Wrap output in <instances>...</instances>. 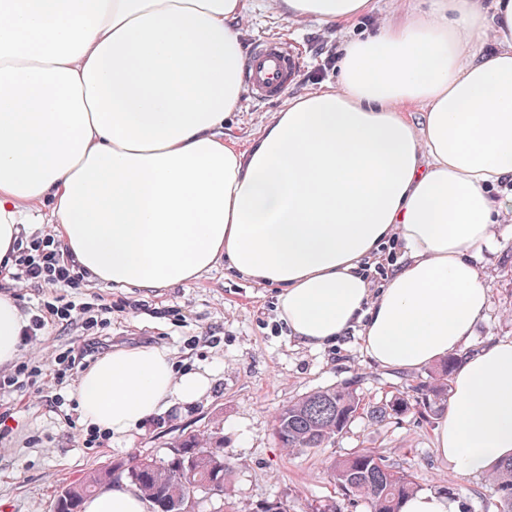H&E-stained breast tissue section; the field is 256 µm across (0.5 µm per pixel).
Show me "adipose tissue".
Segmentation results:
<instances>
[{"label":"adipose tissue","mask_w":512,"mask_h":512,"mask_svg":"<svg viewBox=\"0 0 512 512\" xmlns=\"http://www.w3.org/2000/svg\"><path fill=\"white\" fill-rule=\"evenodd\" d=\"M341 28L376 0H277ZM380 31L341 47L339 81L289 99L241 147L246 0H0V275L42 212L97 283L188 287L216 266L277 289L300 344L357 331L377 366L459 354L436 424L441 457L487 477L512 457V339L466 348L490 306L477 256L512 217V0H390ZM401 259L369 269L389 243ZM30 317L0 292V367ZM213 387L168 350L122 348L76 382L80 420L115 439ZM82 512H150L117 485Z\"/></svg>","instance_id":"ef3b65f1"}]
</instances>
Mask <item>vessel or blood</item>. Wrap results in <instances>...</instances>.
<instances>
[{
	"instance_id": "b4317fda",
	"label": "vessel or blood",
	"mask_w": 512,
	"mask_h": 512,
	"mask_svg": "<svg viewBox=\"0 0 512 512\" xmlns=\"http://www.w3.org/2000/svg\"><path fill=\"white\" fill-rule=\"evenodd\" d=\"M297 69L296 56L285 39L269 38L256 43L250 58L249 85L261 99L276 96Z\"/></svg>"
}]
</instances>
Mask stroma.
I'll return each mask as SVG.
<instances>
[{"instance_id": "35a3bbf8", "label": "stroma", "mask_w": 512, "mask_h": 512, "mask_svg": "<svg viewBox=\"0 0 512 512\" xmlns=\"http://www.w3.org/2000/svg\"><path fill=\"white\" fill-rule=\"evenodd\" d=\"M377 4L374 13L333 30L312 19L286 20L277 0H248L241 22L244 46L272 36L288 38L298 68L275 98L245 94L241 110L224 127L226 136L249 144L288 98L335 84L344 40L376 33L390 20L388 0ZM481 262L489 270L491 304L476 325L471 343L475 349L512 338V236L499 239L495 251L483 252ZM15 297L31 315L58 298L78 304H93L101 297L111 300L106 330L110 347L165 348L174 354L178 368L211 369L215 382L208 398L156 417L130 441L90 434L75 409L74 375H67L59 389L48 378L42 389L23 386L0 394L5 411L0 418V512H51L61 490L92 469L133 453L166 456L190 432L223 437L230 468L224 498L199 494L198 512H260L263 504L275 501L286 504L288 512H308L309 504L338 495L328 472L330 462L360 448L380 451L388 463L412 474L420 491L460 488L461 512H500L490 479L455 472L439 456L433 412L412 411L380 424L363 417L327 447L293 454L279 448L273 437L274 417L288 401L351 383L362 397L377 403L398 393L412 394L433 370L401 372L371 364L353 332L319 349L297 343L278 320L275 289L255 286L218 267L187 288L148 292L85 279L76 288H19ZM83 333L77 321L47 324L36 352H23L21 358L50 371L55 355Z\"/></svg>"}]
</instances>
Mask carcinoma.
<instances>
[{
    "instance_id": "cac0c4a2",
    "label": "carcinoma",
    "mask_w": 512,
    "mask_h": 512,
    "mask_svg": "<svg viewBox=\"0 0 512 512\" xmlns=\"http://www.w3.org/2000/svg\"><path fill=\"white\" fill-rule=\"evenodd\" d=\"M457 358L440 361L434 382L416 387L419 399L402 394L370 405L350 385L330 386L312 391L282 406L274 423L279 447L294 453L323 448L335 440L359 417L383 422L408 413L427 411L447 401L450 377ZM184 453L154 458L133 455L89 472L68 485L57 496L54 512H68V502L80 504L85 497L124 478L130 487L151 501L153 512H183L191 498L212 484L224 486V446L210 433L190 434L179 441ZM331 478L341 495L354 503L366 502L371 512H400L403 500L418 492L412 475L386 463L378 452L361 448L329 466ZM493 480L500 496L502 512H512V461L503 463Z\"/></svg>"
}]
</instances>
